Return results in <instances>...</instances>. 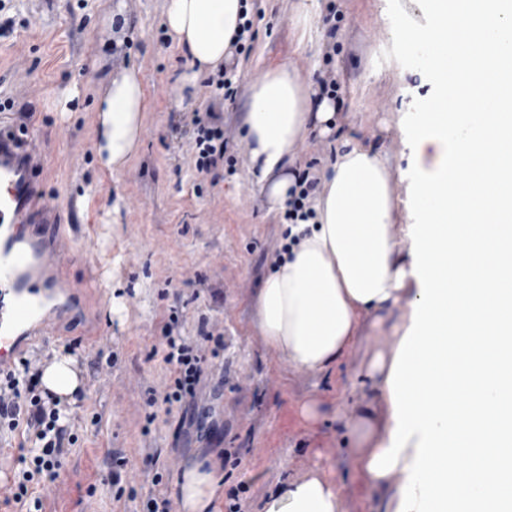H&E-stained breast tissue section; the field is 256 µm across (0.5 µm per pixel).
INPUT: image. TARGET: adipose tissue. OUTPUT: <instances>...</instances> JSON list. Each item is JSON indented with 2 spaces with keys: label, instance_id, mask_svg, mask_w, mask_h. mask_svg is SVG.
I'll return each instance as SVG.
<instances>
[{
  "label": "adipose tissue",
  "instance_id": "1",
  "mask_svg": "<svg viewBox=\"0 0 512 512\" xmlns=\"http://www.w3.org/2000/svg\"><path fill=\"white\" fill-rule=\"evenodd\" d=\"M424 2L440 91L401 118L416 176L400 204L419 223L396 232L386 159L363 141L338 142L309 218L289 227L297 243L253 299L254 325L288 364L325 375L357 349L367 315L380 323L400 309L395 349L366 368L375 394L364 415H383L366 439L360 479L389 491L386 512H512V89L494 111L477 109L512 63V0ZM243 14L242 0H166L165 33L191 65L180 92L230 59ZM457 30L480 42L478 66H469V50L446 48ZM311 95L286 63L250 87L248 170L269 211L286 205L309 131H330V98ZM147 107L137 70L105 83L103 167L118 171L137 152ZM41 383L60 406L75 403L83 385L76 358L54 354ZM177 486L184 512H213L216 465L189 462ZM263 512H344V502L314 472L279 482Z\"/></svg>",
  "mask_w": 512,
  "mask_h": 512
}]
</instances>
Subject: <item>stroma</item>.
I'll return each instance as SVG.
<instances>
[{"instance_id": "35a3bbf8", "label": "stroma", "mask_w": 512, "mask_h": 512, "mask_svg": "<svg viewBox=\"0 0 512 512\" xmlns=\"http://www.w3.org/2000/svg\"><path fill=\"white\" fill-rule=\"evenodd\" d=\"M319 2L323 20L302 43L297 0H247L253 38L224 75L234 96L206 72L197 96L179 102L172 89L187 64L165 37V0H123L115 21L114 0H0V120L27 118L43 188L73 239L74 303L58 314L56 337L32 342L26 356L70 350L84 377L71 407L76 442L55 480L30 483L22 505L5 497L27 428L0 430V512H147L158 495L179 502L185 464L206 456L222 478L217 512H261L279 480L311 470L336 482L345 512H384L343 435L359 418L350 399L361 372L396 338L387 325L367 329L357 350L319 376L265 347L252 299L284 243L285 219L268 211L247 171L243 119L251 85L270 66L290 63L316 90L335 77L336 125L309 135L296 172L323 177L336 141L352 133L385 154L403 198L414 169L398 117L438 91L425 43L403 35L421 36L430 19L422 0ZM131 66L150 105L138 153L112 174L99 164L96 99L102 81ZM69 83L79 93L61 101ZM196 114L224 131V160L207 173L196 167ZM89 284L98 301L86 306ZM170 332L208 352L195 398L172 405L163 401L176 377L164 360ZM303 403L318 405L317 423L300 418Z\"/></svg>"}]
</instances>
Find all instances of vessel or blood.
<instances>
[{"label": "vessel or blood", "instance_id": "vessel-or-blood-1", "mask_svg": "<svg viewBox=\"0 0 512 512\" xmlns=\"http://www.w3.org/2000/svg\"><path fill=\"white\" fill-rule=\"evenodd\" d=\"M28 129L0 127V373L13 368L31 321L30 305L67 292L62 277L71 249L43 192V167L28 150Z\"/></svg>", "mask_w": 512, "mask_h": 512}]
</instances>
